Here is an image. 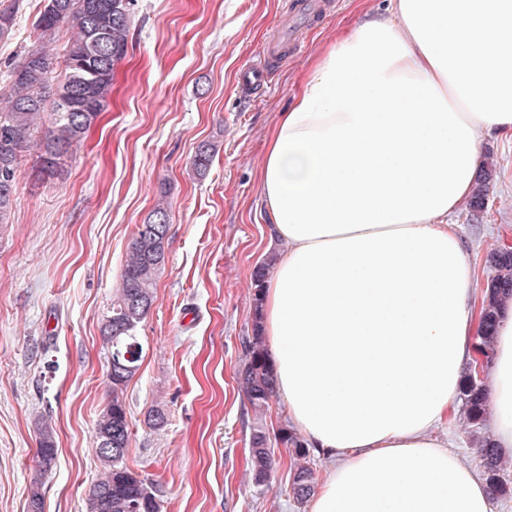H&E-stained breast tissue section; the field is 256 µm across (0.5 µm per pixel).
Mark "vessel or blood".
Here are the masks:
<instances>
[{
    "instance_id": "1",
    "label": "vessel or blood",
    "mask_w": 512,
    "mask_h": 512,
    "mask_svg": "<svg viewBox=\"0 0 512 512\" xmlns=\"http://www.w3.org/2000/svg\"><path fill=\"white\" fill-rule=\"evenodd\" d=\"M327 8L326 0H296L288 11V23L277 24L273 37L265 45L262 61L242 71L239 78L242 88L255 91L267 85L271 64L286 60L289 49L299 48L302 30L326 15Z\"/></svg>"
}]
</instances>
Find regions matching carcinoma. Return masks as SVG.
I'll list each match as a JSON object with an SVG mask.
<instances>
[{"instance_id":"1","label":"carcinoma","mask_w":512,"mask_h":512,"mask_svg":"<svg viewBox=\"0 0 512 512\" xmlns=\"http://www.w3.org/2000/svg\"><path fill=\"white\" fill-rule=\"evenodd\" d=\"M19 10V0L0 8V41L11 36ZM133 13L126 11L123 0H46L44 11L36 21L39 46L28 52L13 67L8 83L0 92L6 100L0 109V184L7 181L11 189L0 192V231L11 220L12 186L16 166L22 153L35 148L44 167L51 171L64 157L82 144L86 135L105 109L112 94L116 66L127 53ZM78 29L66 54V74L56 84L52 75L58 66L55 33L64 22ZM217 145L203 141L192 159L193 175L202 178L209 171ZM152 215L163 223L152 227L141 224L126 253L122 282L105 316L101 329L103 344L111 360L125 354V369L110 378L112 400L100 413L94 429L96 452L103 471L90 485L85 498L86 512H159L154 484L124 464L129 443V422L124 390L139 369L143 347L137 336L140 323L155 301L156 279L165 263V241L169 232L170 204L165 194L155 201ZM273 257L256 265L251 274L254 287L252 336L246 340V362L239 372V384L256 413L269 405L276 382L265 354L260 334L259 315L268 269ZM495 274L487 283L481 324V339L488 343L496 325V308L503 291L512 293V254L501 249L488 255ZM470 426L481 428L487 399L483 384L474 376L465 379L462 391ZM39 456L48 466L56 454L53 430L48 423L39 428ZM275 439L294 449L299 457L307 456L306 444L292 431L281 427ZM483 468L492 492L512 493L500 475L497 449L483 441L479 447ZM273 463L270 438L263 428L252 433L249 464L253 483L266 485ZM292 490L298 500L314 492L311 470L298 467L293 473Z\"/></svg>"}]
</instances>
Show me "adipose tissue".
Here are the masks:
<instances>
[{"label": "adipose tissue", "mask_w": 512, "mask_h": 512, "mask_svg": "<svg viewBox=\"0 0 512 512\" xmlns=\"http://www.w3.org/2000/svg\"><path fill=\"white\" fill-rule=\"evenodd\" d=\"M512 139V0H390L336 35L268 130L259 192L283 243L260 326L290 426L326 461L309 512H492L438 432L479 370L483 301L448 218ZM488 438L512 461V297Z\"/></svg>", "instance_id": "adipose-tissue-1"}]
</instances>
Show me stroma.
Here are the masks:
<instances>
[{"mask_svg":"<svg viewBox=\"0 0 512 512\" xmlns=\"http://www.w3.org/2000/svg\"><path fill=\"white\" fill-rule=\"evenodd\" d=\"M288 0H137L126 57L109 107L60 175L36 152L16 171L12 222L0 234V512H26L39 486L44 512H85L100 462L95 421L111 395L102 318L120 285L128 245L159 194L171 224L156 301L139 328L142 359L124 397L125 464L154 482L160 512H308L291 490L293 449L274 447L267 486L247 466L256 427L287 426L280 397L255 413L237 384L251 333V272L279 251L258 192L266 136L301 90L310 59L363 13L389 0H338L275 66L259 92L237 86ZM15 31L0 42V77L35 46L44 0H20ZM218 143L204 179L197 145ZM485 208L454 218L479 272L512 240V140L492 139ZM167 416L149 425L154 408ZM53 428L56 456L38 458L39 423Z\"/></svg>","mask_w":512,"mask_h":512,"instance_id":"obj_1","label":"stroma"}]
</instances>
